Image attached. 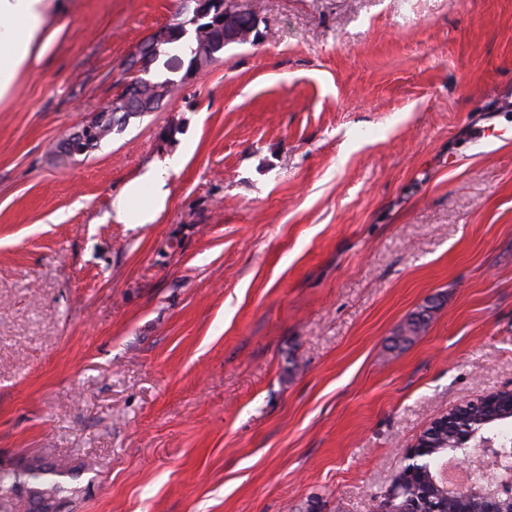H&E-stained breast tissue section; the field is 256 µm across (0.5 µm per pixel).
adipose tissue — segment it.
<instances>
[{
	"mask_svg": "<svg viewBox=\"0 0 512 512\" xmlns=\"http://www.w3.org/2000/svg\"><path fill=\"white\" fill-rule=\"evenodd\" d=\"M68 10L67 0H0V105L15 102L22 76L54 51L63 26H49ZM169 168H148L114 196L111 217L121 224H149L163 210Z\"/></svg>",
	"mask_w": 512,
	"mask_h": 512,
	"instance_id": "1",
	"label": "adipose tissue"
}]
</instances>
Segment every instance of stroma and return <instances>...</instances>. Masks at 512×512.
Here are the masks:
<instances>
[{"label":"stroma","instance_id":"35a3bbf8","mask_svg":"<svg viewBox=\"0 0 512 512\" xmlns=\"http://www.w3.org/2000/svg\"><path fill=\"white\" fill-rule=\"evenodd\" d=\"M234 3L268 38L90 153L55 155L182 0H72L0 107V470L67 462L60 512H379L512 390V0ZM176 166L177 162L152 166L127 183L112 199L109 216L119 224H151L164 208L169 170Z\"/></svg>","mask_w":512,"mask_h":512}]
</instances>
